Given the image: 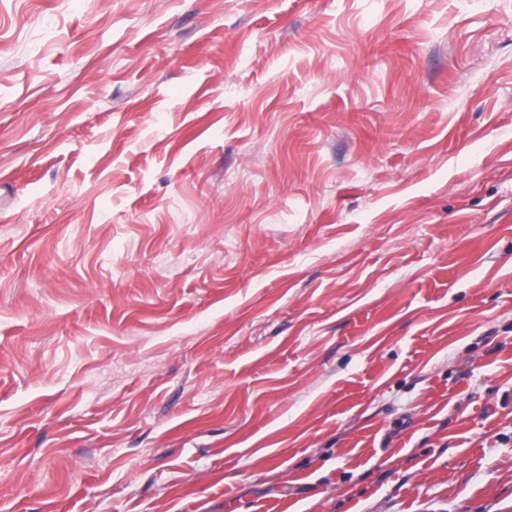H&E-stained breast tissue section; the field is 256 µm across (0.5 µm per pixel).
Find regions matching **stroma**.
Here are the masks:
<instances>
[{
  "label": "stroma",
  "mask_w": 512,
  "mask_h": 512,
  "mask_svg": "<svg viewBox=\"0 0 512 512\" xmlns=\"http://www.w3.org/2000/svg\"><path fill=\"white\" fill-rule=\"evenodd\" d=\"M0 512H512V0H0Z\"/></svg>",
  "instance_id": "35a3bbf8"
}]
</instances>
